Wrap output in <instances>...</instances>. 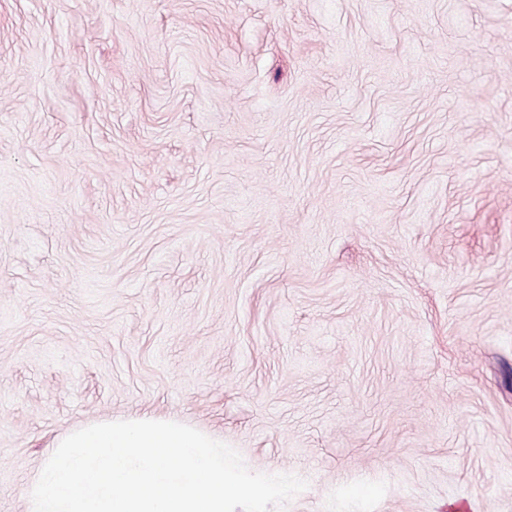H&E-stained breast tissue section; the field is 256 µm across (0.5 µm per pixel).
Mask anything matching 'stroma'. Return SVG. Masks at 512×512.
<instances>
[{"label": "stroma", "mask_w": 512, "mask_h": 512, "mask_svg": "<svg viewBox=\"0 0 512 512\" xmlns=\"http://www.w3.org/2000/svg\"><path fill=\"white\" fill-rule=\"evenodd\" d=\"M143 414L512 512V0H0V512Z\"/></svg>", "instance_id": "obj_1"}]
</instances>
